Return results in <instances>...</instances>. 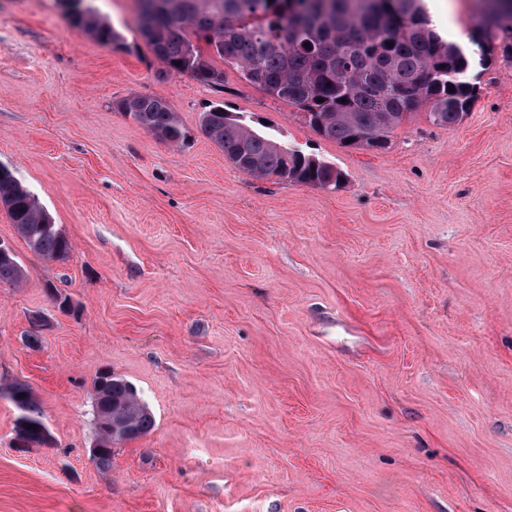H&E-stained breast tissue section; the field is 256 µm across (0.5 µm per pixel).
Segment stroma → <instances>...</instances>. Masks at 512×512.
Masks as SVG:
<instances>
[{"instance_id": "35a3bbf8", "label": "stroma", "mask_w": 512, "mask_h": 512, "mask_svg": "<svg viewBox=\"0 0 512 512\" xmlns=\"http://www.w3.org/2000/svg\"><path fill=\"white\" fill-rule=\"evenodd\" d=\"M99 8L122 49L62 0H0V163L72 242L45 262L0 207L26 275L0 285V512H512V61L474 67L457 125L421 110L369 151L236 70L170 74L133 9ZM133 94L170 103L184 146L116 110ZM218 101L343 182L241 172L199 130ZM103 369L155 420L106 470ZM15 381L49 445L16 448ZM75 26L88 31L98 42L120 46L121 36L112 26L103 20L99 11L87 4L82 14L72 21Z\"/></svg>"}]
</instances>
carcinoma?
I'll list each match as a JSON object with an SVG mask.
<instances>
[{"label": "carcinoma", "instance_id": "carcinoma-1", "mask_svg": "<svg viewBox=\"0 0 512 512\" xmlns=\"http://www.w3.org/2000/svg\"><path fill=\"white\" fill-rule=\"evenodd\" d=\"M73 24L98 42L120 45L121 36L86 3ZM139 31L153 53L174 73L210 86H224L213 60L255 74L258 88L297 106L322 138L346 147L364 134L384 149L391 134L420 107L441 127L469 112L474 97L462 48L429 26L420 0H141ZM509 8L478 16V35L493 61L496 51L512 58ZM118 110L164 142L180 146L188 134L164 100L132 95ZM200 130L240 171L314 186L337 185L342 172L302 151L275 147L279 140L217 103L201 113ZM0 205L27 246L47 261H61L72 244L16 171L0 164ZM24 270L16 254L0 259V284L17 286ZM6 393L19 411L15 442L42 446L46 430L40 404L28 385L14 382ZM95 444L91 457L106 469L112 445L148 434L153 415L124 378L110 370L93 383Z\"/></svg>", "mask_w": 512, "mask_h": 512}]
</instances>
